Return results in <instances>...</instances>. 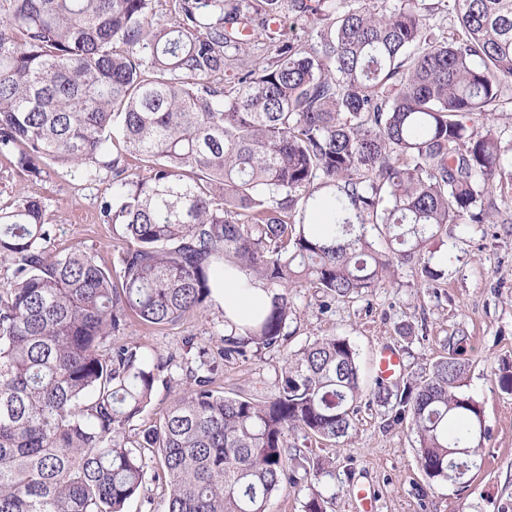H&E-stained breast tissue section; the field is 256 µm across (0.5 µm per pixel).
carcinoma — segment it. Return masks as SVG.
Here are the masks:
<instances>
[{
  "label": "carcinoma",
  "mask_w": 512,
  "mask_h": 512,
  "mask_svg": "<svg viewBox=\"0 0 512 512\" xmlns=\"http://www.w3.org/2000/svg\"><path fill=\"white\" fill-rule=\"evenodd\" d=\"M0 0V155L37 179L53 163L94 181L112 157L104 222L124 226L117 266L55 255L42 202L0 208V512H124L146 457L127 429L151 401L161 358L112 338L201 315L230 265L271 293L264 314L224 331L221 353L280 346L294 288L353 299L393 260L422 262L449 224H485L512 184L507 149L470 116L512 87V0H446L454 31L404 0ZM292 14L299 44L265 28ZM115 155H109L110 148ZM325 228L309 231L317 211ZM385 229L389 251L369 229ZM455 354L369 398L417 436L431 480L480 467L482 405ZM202 361L137 448L160 455L168 512H269L297 460L288 437L344 443L363 395L357 352L320 336L290 355L264 400L212 388Z\"/></svg>",
  "instance_id": "1"
}]
</instances>
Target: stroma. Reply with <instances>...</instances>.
<instances>
[{"label":"stroma","mask_w":512,"mask_h":512,"mask_svg":"<svg viewBox=\"0 0 512 512\" xmlns=\"http://www.w3.org/2000/svg\"><path fill=\"white\" fill-rule=\"evenodd\" d=\"M112 171L103 167L97 181L76 169L45 166L40 178L23 177L0 156V206L24 193L43 203L56 226L51 253L82 250L112 263L124 229L104 223L100 203ZM431 264L442 270L437 283H425L418 263L394 267L376 288L362 297L320 307L304 288L293 291L297 318L283 345L244 358L219 362L213 387L225 394L263 399L273 394L288 354L317 336L348 337L359 352L364 387L374 384L378 351L390 347L402 360V375L419 376L430 361L447 356L458 345L467 364L463 391L484 410L486 437L481 469L466 486L432 481L422 473L416 437L407 425L393 423L378 405L361 404L343 445L324 447L293 434L320 471L312 475L292 466L289 480L271 501V512H303L312 495L329 502V512H357L358 486L374 494V512H512V392L501 390L490 375L501 361L512 362V221L452 224L430 246ZM407 335H400V328ZM224 335V307L215 303L200 316L155 328L131 321L123 340L146 354L167 360L151 402L127 432L130 443L164 412L185 386L188 368L199 363V351L214 354Z\"/></svg>","instance_id":"stroma-1"}]
</instances>
